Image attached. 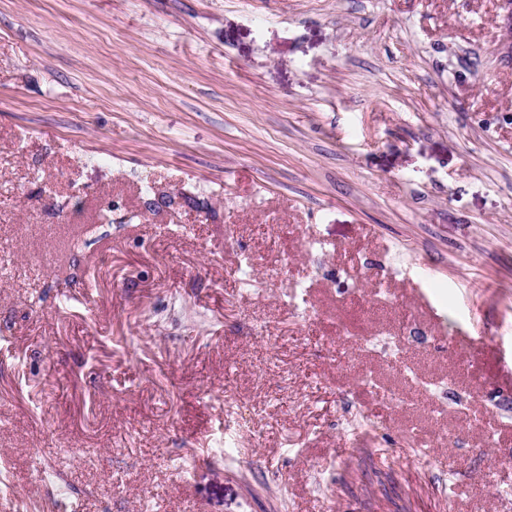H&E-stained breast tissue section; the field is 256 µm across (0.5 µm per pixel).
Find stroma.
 <instances>
[{"label": "stroma", "mask_w": 512, "mask_h": 512, "mask_svg": "<svg viewBox=\"0 0 512 512\" xmlns=\"http://www.w3.org/2000/svg\"><path fill=\"white\" fill-rule=\"evenodd\" d=\"M511 13L0 0V512H512Z\"/></svg>", "instance_id": "stroma-1"}]
</instances>
